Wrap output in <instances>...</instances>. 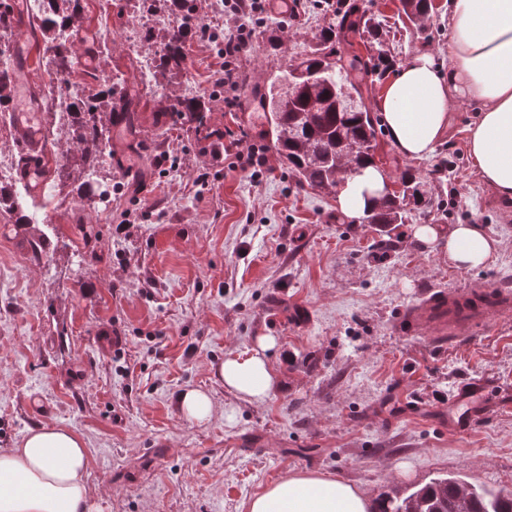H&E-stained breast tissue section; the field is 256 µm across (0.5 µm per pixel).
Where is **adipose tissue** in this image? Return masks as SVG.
Instances as JSON below:
<instances>
[{"instance_id":"ef3b65f1","label":"adipose tissue","mask_w":512,"mask_h":512,"mask_svg":"<svg viewBox=\"0 0 512 512\" xmlns=\"http://www.w3.org/2000/svg\"><path fill=\"white\" fill-rule=\"evenodd\" d=\"M450 57L438 65L419 53L397 72L377 107L384 130L401 156H432L448 131L455 103L478 105L467 140L468 156L483 182L503 202L512 201V0H448ZM389 182L381 168L368 166L348 178L337 195L347 218L361 220ZM413 238L422 247L443 250L451 265L476 268L495 260L496 239L477 224L441 227L416 224ZM272 336L257 337L242 353H228L216 369L226 390L260 403L277 385L269 355ZM181 414L202 426L233 411L206 391L189 388L178 395ZM88 448L82 436L57 426L29 430L13 448L0 451V512H99L87 481ZM372 502L354 486L312 474H293L253 497L247 512H371Z\"/></svg>"}]
</instances>
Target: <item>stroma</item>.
I'll list each match as a JSON object with an SVG mask.
<instances>
[{"instance_id": "stroma-1", "label": "stroma", "mask_w": 512, "mask_h": 512, "mask_svg": "<svg viewBox=\"0 0 512 512\" xmlns=\"http://www.w3.org/2000/svg\"><path fill=\"white\" fill-rule=\"evenodd\" d=\"M391 26L399 63L420 52L449 57L448 0H435L425 35L405 30L400 0H344ZM298 19L268 14L241 105H212L204 125L164 111L163 86L144 76L152 49L132 48L130 25L158 30L159 11L128 0H87L83 32L99 39L92 62L70 75L92 94L121 82L132 119L110 128L134 177L104 168L110 201L60 194L24 204L30 223L0 212V450L42 425L68 428L89 450L88 484L102 512H247L249 499L294 473L352 484L371 500L440 475L512 492V317L440 344L398 324L434 288L512 290V205L485 185L467 152L478 107L460 104L434 154L403 158L385 132L376 161L399 184L412 172L441 204L412 214L391 238L352 222L336 194L301 187L277 156L264 118L272 74L310 54L335 23L322 0H301ZM285 27L277 54L261 52ZM181 93L209 94L216 50L189 42ZM264 147L260 179L215 159L224 133ZM173 166L159 173L156 160ZM209 172L207 188L196 183ZM145 181L147 192L133 190ZM129 218L125 235L115 228ZM477 224L498 239L496 260L457 269L416 244L410 227ZM276 337L280 385L260 404L238 400L212 369L227 352ZM212 393L236 415L205 427L186 420L177 396ZM481 389L483 417L466 430L462 393Z\"/></svg>"}]
</instances>
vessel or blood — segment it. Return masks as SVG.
<instances>
[{"mask_svg":"<svg viewBox=\"0 0 512 512\" xmlns=\"http://www.w3.org/2000/svg\"><path fill=\"white\" fill-rule=\"evenodd\" d=\"M12 64L18 76L12 112L13 133L27 161L19 178L29 195L42 196L50 178L43 161L44 128L42 106L28 88L32 64L27 40H19ZM512 313V294L489 287L471 286L461 290L438 289L412 308L405 320L410 333L463 336Z\"/></svg>","mask_w":512,"mask_h":512,"instance_id":"vessel-or-blood-1","label":"vessel or blood"}]
</instances>
